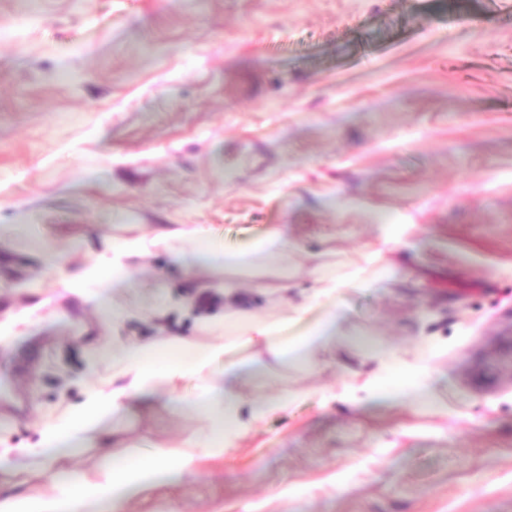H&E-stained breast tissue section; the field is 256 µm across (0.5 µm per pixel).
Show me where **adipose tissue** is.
Segmentation results:
<instances>
[{"label": "adipose tissue", "instance_id": "adipose-tissue-1", "mask_svg": "<svg viewBox=\"0 0 512 512\" xmlns=\"http://www.w3.org/2000/svg\"><path fill=\"white\" fill-rule=\"evenodd\" d=\"M162 242L176 245L178 259L189 268L199 262L227 268L252 266L279 259L293 247L286 230L278 226L250 250L230 253L212 237L206 225L179 224L158 230L149 238L113 245L111 260L103 262L96 274L97 289L122 287L128 276L126 259L145 258L153 246ZM239 301V288L225 282L226 313L221 336L206 346L172 342L168 359H160L157 349L151 346L113 344L111 380L92 385L80 406L44 427L32 452L35 463L51 482L50 491L38 496L0 492V512H127L130 499L141 488L182 480L193 473L199 457L224 456L269 417L288 409L298 400V393L282 391L248 400L239 395L235 383L245 364L260 363L265 355L280 361L310 360L319 352L332 350L341 316L336 309H329L303 336L291 340L286 335L287 319L269 320L249 314L239 308ZM241 349L251 352L244 364L231 359ZM428 378L427 368L418 367L397 388H386L381 382L374 384L368 398L373 402L389 399L424 404L430 394ZM186 381L193 382L194 390L191 396L183 397L179 389ZM160 382L176 392L175 408L191 409L204 418L206 427L195 442L199 454L159 448L136 464L115 454L103 461L100 476L94 480L77 472L53 471L59 449L104 443L109 435L105 422L110 415L133 403L143 412H153V396Z\"/></svg>", "mask_w": 512, "mask_h": 512}]
</instances>
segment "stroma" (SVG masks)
Here are the masks:
<instances>
[{
	"mask_svg": "<svg viewBox=\"0 0 512 512\" xmlns=\"http://www.w3.org/2000/svg\"><path fill=\"white\" fill-rule=\"evenodd\" d=\"M177 224L295 248L227 271L159 247L87 287ZM321 268L379 278L337 296L335 357L239 386L302 399L129 512H512V0H0V460L111 376L113 337L210 343L225 281L304 334ZM377 345L388 386L432 366L430 403L351 398ZM203 425L110 420L135 460Z\"/></svg>",
	"mask_w": 512,
	"mask_h": 512,
	"instance_id": "1",
	"label": "stroma"
}]
</instances>
